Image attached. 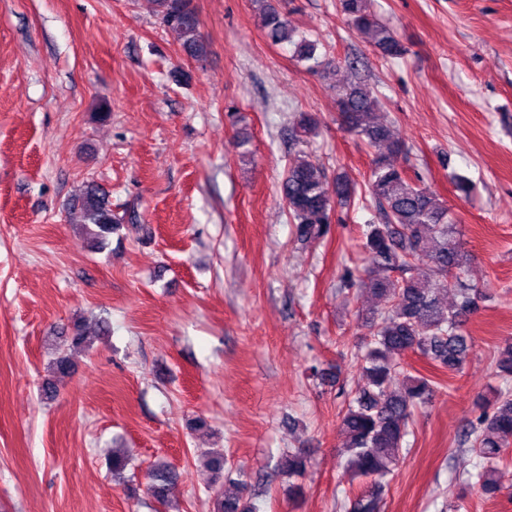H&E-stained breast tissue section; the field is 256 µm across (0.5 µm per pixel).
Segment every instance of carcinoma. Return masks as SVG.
<instances>
[{"instance_id": "1", "label": "carcinoma", "mask_w": 512, "mask_h": 512, "mask_svg": "<svg viewBox=\"0 0 512 512\" xmlns=\"http://www.w3.org/2000/svg\"><path fill=\"white\" fill-rule=\"evenodd\" d=\"M262 27L274 45L289 44L295 56L313 62L312 69L328 79L336 60L316 55V44L298 33L273 0H256ZM161 24L174 33L187 56L199 60L208 45L199 31L192 0H154ZM337 10L347 25L369 37L374 51L395 58L405 49L393 30L372 11L370 0H338ZM339 125L371 150L368 196L382 216L362 233L363 270H346L342 287L368 294L379 306L358 315L368 330L359 352L363 385L356 389L340 414L346 435L345 473L371 479L360 495L349 502L348 512H380L385 481L394 475L402 459L414 408L426 404L434 393L432 382L413 375L404 366V356L418 353L434 367L460 372L474 354V339L465 330L468 317L488 293L466 284L471 255L464 250L462 232L452 221L448 205L436 192L420 185L397 162L404 151L391 127L379 117L383 104L361 81L336 89ZM318 118L300 114L296 134H317ZM279 192L295 224L300 243H319L330 233L337 208L351 204L356 186L345 176L328 181L322 165L306 152L289 159L279 183ZM76 223L82 225L92 250L103 249L123 218L112 211L106 190L90 181L71 205ZM453 291L456 299L443 303L441 294ZM401 390H391L394 384ZM492 409H480L463 430V443L481 459L480 469L470 475L472 485L489 497L511 492L502 482V466L512 448V391L495 394ZM206 467L224 476V454H205ZM311 467V458L298 448L282 456L279 469L290 478H301ZM172 472L164 465L145 475L148 494L168 502ZM230 491L219 484L214 489V512H253L244 501L245 483L231 481Z\"/></svg>"}]
</instances>
